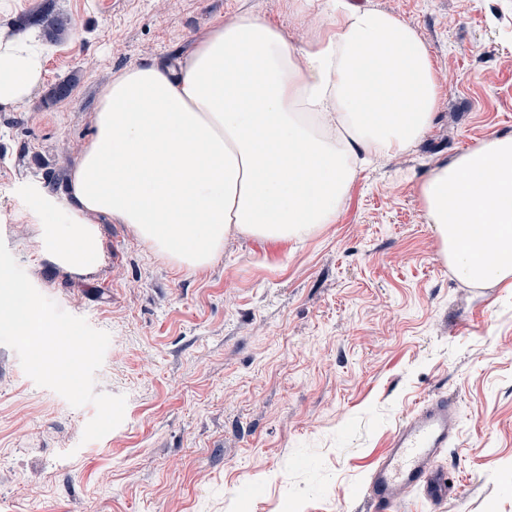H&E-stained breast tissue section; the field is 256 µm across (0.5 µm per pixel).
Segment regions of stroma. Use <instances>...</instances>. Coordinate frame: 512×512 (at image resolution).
<instances>
[{
	"label": "stroma",
	"instance_id": "35a3bbf8",
	"mask_svg": "<svg viewBox=\"0 0 512 512\" xmlns=\"http://www.w3.org/2000/svg\"><path fill=\"white\" fill-rule=\"evenodd\" d=\"M413 25L442 92L433 124L351 186L336 223L301 240L229 236L200 268L101 222V266L39 254L46 197L94 133L101 89L134 64L179 57L253 14L294 44L321 27L295 0H0V37L44 46L43 82L0 111V239L44 296L110 343L95 376L123 422L82 442L75 408L0 344V512H368L366 476L422 400L455 399L459 480L446 512H512V288L457 280L417 183L489 135L512 133V0H352ZM50 9L57 39L20 18ZM67 82L70 97L48 100ZM56 176L53 186L44 172Z\"/></svg>",
	"mask_w": 512,
	"mask_h": 512
}]
</instances>
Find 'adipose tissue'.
Returning a JSON list of instances; mask_svg holds the SVG:
<instances>
[{
  "mask_svg": "<svg viewBox=\"0 0 512 512\" xmlns=\"http://www.w3.org/2000/svg\"><path fill=\"white\" fill-rule=\"evenodd\" d=\"M302 2L325 23L303 45L243 14L188 58L114 78L64 191L68 221L42 225L43 258L92 273L100 217L187 267L210 263L231 234L300 239L335 223L363 156L416 144L441 95L417 30L349 0ZM42 78L29 40L0 43V106L26 103ZM419 201L459 281L512 285V134L432 169Z\"/></svg>",
  "mask_w": 512,
  "mask_h": 512,
  "instance_id": "1",
  "label": "adipose tissue"
}]
</instances>
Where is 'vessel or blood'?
I'll return each mask as SVG.
<instances>
[{
	"instance_id": "b4317fda",
	"label": "vessel or blood",
	"mask_w": 512,
	"mask_h": 512,
	"mask_svg": "<svg viewBox=\"0 0 512 512\" xmlns=\"http://www.w3.org/2000/svg\"><path fill=\"white\" fill-rule=\"evenodd\" d=\"M456 402L440 395L423 400L392 432L386 451L371 467L365 484L370 512H396L402 491H420L430 505L442 508L458 490L438 459L458 441Z\"/></svg>"
}]
</instances>
